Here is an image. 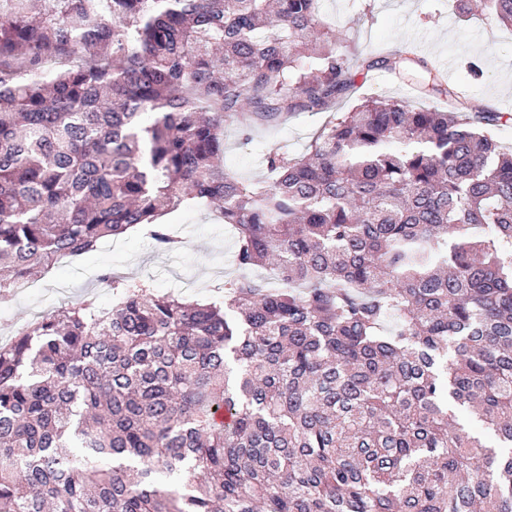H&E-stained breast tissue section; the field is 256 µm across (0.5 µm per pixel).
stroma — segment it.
I'll return each instance as SVG.
<instances>
[{
	"mask_svg": "<svg viewBox=\"0 0 512 512\" xmlns=\"http://www.w3.org/2000/svg\"><path fill=\"white\" fill-rule=\"evenodd\" d=\"M317 18L339 33V48L349 60L381 56L406 44L442 66L450 84L466 87L472 108L512 113V28L482 15H461L457 0H317ZM472 62L481 67L482 76H470ZM356 82V95L343 100L340 111H350L363 96L409 101L416 97L412 85L382 70L359 71ZM327 119L324 113H299L285 125L255 128L248 142L239 124H226L224 164L241 178H263L265 150L304 153ZM163 221L180 239L179 249L168 251L145 234L126 233L113 240L111 249L95 250L44 273L38 280L40 299L14 296L0 301V318L21 329L32 320L36 305H48L61 286L69 287L73 301L92 295L109 306L112 290L99 280L105 270L148 280L161 293L223 299L226 277L238 273L232 232L203 205L172 212Z\"/></svg>",
	"mask_w": 512,
	"mask_h": 512,
	"instance_id": "1",
	"label": "stroma"
}]
</instances>
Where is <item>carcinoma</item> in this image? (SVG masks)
Masks as SVG:
<instances>
[{
	"instance_id": "obj_1",
	"label": "carcinoma",
	"mask_w": 512,
	"mask_h": 512,
	"mask_svg": "<svg viewBox=\"0 0 512 512\" xmlns=\"http://www.w3.org/2000/svg\"><path fill=\"white\" fill-rule=\"evenodd\" d=\"M316 2L0 0V298L136 226L173 248L160 214L199 200L275 271L222 306L104 273L112 308L0 346V512H512V114L406 48L362 67L418 100L263 180L222 163L224 123L356 91Z\"/></svg>"
}]
</instances>
